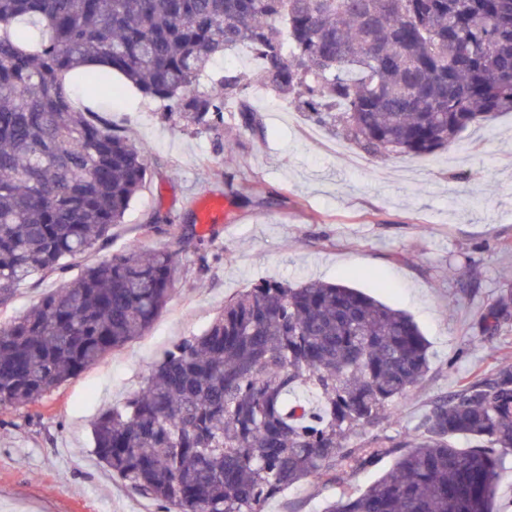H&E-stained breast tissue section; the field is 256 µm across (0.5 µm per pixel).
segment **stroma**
Here are the masks:
<instances>
[{"mask_svg": "<svg viewBox=\"0 0 512 512\" xmlns=\"http://www.w3.org/2000/svg\"><path fill=\"white\" fill-rule=\"evenodd\" d=\"M98 100L105 119L148 147L147 182L108 243L19 285L0 305V325L117 251L167 248L181 272L146 336L39 402L0 409V512H164L99 461L93 424L137 393L174 343L201 335L226 302L264 280L342 282L418 324L430 369L375 435L413 430L437 399L512 366V318L486 343L478 321L512 292V113L463 131L450 149L379 159L273 93L249 101L255 132L233 102L223 129L210 132L132 88ZM206 193L222 197L224 210L203 228L196 211ZM157 213L169 225L147 231ZM377 476L304 482L268 499L264 512H324Z\"/></svg>", "mask_w": 512, "mask_h": 512, "instance_id": "obj_1", "label": "stroma"}]
</instances>
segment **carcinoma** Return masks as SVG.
Here are the masks:
<instances>
[{
	"label": "carcinoma",
	"instance_id": "obj_1",
	"mask_svg": "<svg viewBox=\"0 0 512 512\" xmlns=\"http://www.w3.org/2000/svg\"><path fill=\"white\" fill-rule=\"evenodd\" d=\"M242 43L257 69L225 70L222 95L186 94ZM115 75L211 131L229 98L256 130L247 97L261 85L375 157L429 154L512 112V0H0V303L107 243L143 187L147 146L73 105L79 84L116 95ZM178 278L172 251L116 252L0 326V407L34 402L145 335ZM511 307L507 293L487 305L482 331ZM429 365L405 312L343 283L262 281L94 422L93 451L166 512H263L291 486L387 457L326 512H495L512 367L435 401L412 433L346 447Z\"/></svg>",
	"mask_w": 512,
	"mask_h": 512
}]
</instances>
